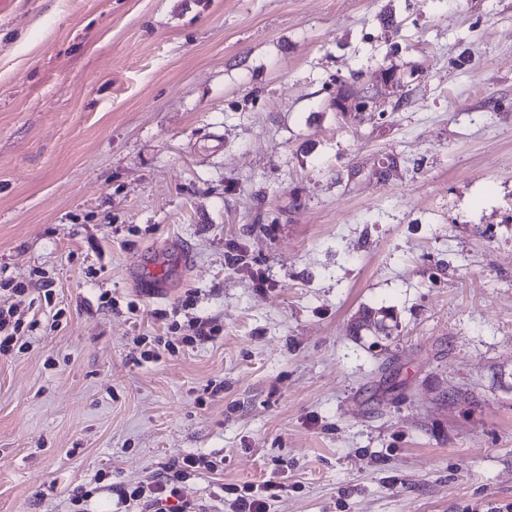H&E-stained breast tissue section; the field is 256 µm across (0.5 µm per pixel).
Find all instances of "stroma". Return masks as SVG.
Returning <instances> with one entry per match:
<instances>
[{
  "label": "stroma",
  "instance_id": "obj_1",
  "mask_svg": "<svg viewBox=\"0 0 512 512\" xmlns=\"http://www.w3.org/2000/svg\"><path fill=\"white\" fill-rule=\"evenodd\" d=\"M0 303V512L189 454L205 512L511 505L512 0H0ZM373 90L370 88H360L357 86V81L353 78L352 80L336 79V88L330 94L329 105L342 117H351L352 112L344 111L345 103L354 97L370 100L377 94ZM24 325V317L16 308L0 305V355H8L13 351L24 335ZM284 489L281 483L266 480L262 485L247 484L242 487L243 492L236 485L222 487V491L235 495L231 500V512H268V501L278 496Z\"/></svg>",
  "mask_w": 512,
  "mask_h": 512
}]
</instances>
